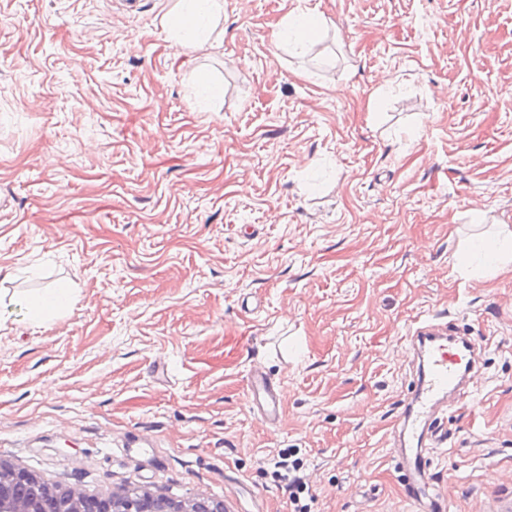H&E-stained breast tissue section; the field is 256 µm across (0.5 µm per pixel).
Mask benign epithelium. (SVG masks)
Here are the masks:
<instances>
[{"label":"benign epithelium","instance_id":"1","mask_svg":"<svg viewBox=\"0 0 512 512\" xmlns=\"http://www.w3.org/2000/svg\"><path fill=\"white\" fill-rule=\"evenodd\" d=\"M224 512L202 498L177 506L163 497L126 491L86 495L52 489L45 481L0 461V512Z\"/></svg>","mask_w":512,"mask_h":512}]
</instances>
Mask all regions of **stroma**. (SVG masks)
Segmentation results:
<instances>
[{
	"mask_svg": "<svg viewBox=\"0 0 512 512\" xmlns=\"http://www.w3.org/2000/svg\"><path fill=\"white\" fill-rule=\"evenodd\" d=\"M172 4L0 0V461L288 512L293 448L312 512H418L396 420L437 323L483 355L433 500L512 512V265L457 266L512 225V0H224L194 45ZM306 10L324 32L278 48ZM248 397L252 408L269 425H276L281 417V394L267 376L254 369L248 378ZM294 455L295 453H289L287 449L279 450L277 455L271 459L270 464L273 465V473L278 478L283 496L290 503L291 512H310L311 506L301 495L306 491L308 501L312 500V496L309 495L307 484L297 475L300 462L297 459L290 460Z\"/></svg>",
	"mask_w": 512,
	"mask_h": 512,
	"instance_id": "1",
	"label": "stroma"
}]
</instances>
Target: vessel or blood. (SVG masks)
Wrapping results in <instances>:
<instances>
[{
	"label": "vessel or blood",
	"instance_id": "b4317fda",
	"mask_svg": "<svg viewBox=\"0 0 512 512\" xmlns=\"http://www.w3.org/2000/svg\"><path fill=\"white\" fill-rule=\"evenodd\" d=\"M415 339L421 355V374L410 392V403L400 415L398 425L409 441L399 461L410 486L422 490L428 476L420 444L423 439L444 442L442 428L436 427L435 410L448 394L462 391L478 359L479 349L463 336L443 334L441 328L427 325L418 328ZM248 397L252 408L269 425L281 417V394L260 370L251 371Z\"/></svg>",
	"mask_w": 512,
	"mask_h": 512
}]
</instances>
